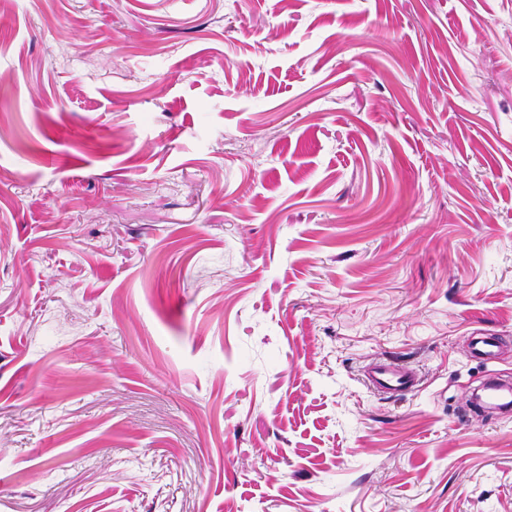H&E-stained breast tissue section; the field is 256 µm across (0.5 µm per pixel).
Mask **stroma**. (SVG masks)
Returning a JSON list of instances; mask_svg holds the SVG:
<instances>
[{
  "mask_svg": "<svg viewBox=\"0 0 512 512\" xmlns=\"http://www.w3.org/2000/svg\"><path fill=\"white\" fill-rule=\"evenodd\" d=\"M493 377L512 0H0V512H512ZM361 382L368 390L394 400L404 399L423 386L414 367L388 357L374 359L365 367Z\"/></svg>",
  "mask_w": 512,
  "mask_h": 512,
  "instance_id": "stroma-1",
  "label": "stroma"
}]
</instances>
